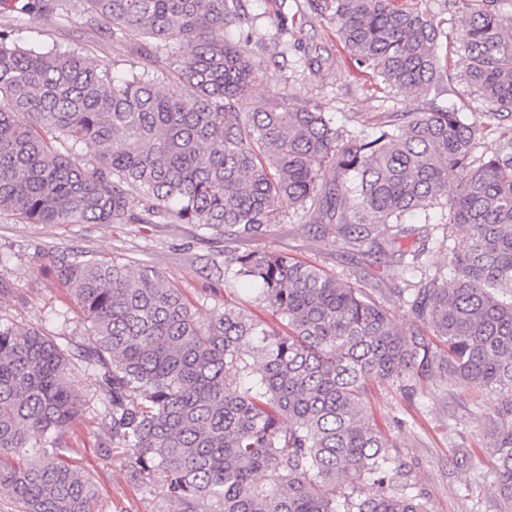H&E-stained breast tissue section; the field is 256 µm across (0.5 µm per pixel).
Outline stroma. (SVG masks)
Here are the masks:
<instances>
[{"instance_id":"1","label":"stroma","mask_w":512,"mask_h":512,"mask_svg":"<svg viewBox=\"0 0 512 512\" xmlns=\"http://www.w3.org/2000/svg\"><path fill=\"white\" fill-rule=\"evenodd\" d=\"M247 7L251 46L269 63L256 95L288 92L300 102L322 105L337 125L351 131L363 129L370 117L394 107L402 112L425 111V97L416 94L383 100L378 80L357 69L336 35L335 24L315 15L311 0H248ZM283 14L306 15L310 21L286 37L276 28V19ZM42 33L51 34L64 49L78 43L118 66L128 61L119 43L100 41L80 11L65 21L52 15L16 31L24 42ZM308 48L328 59L320 73H312L303 63ZM443 99L477 125L480 153L493 154L499 140L489 130L487 105L459 81L446 84ZM234 247L284 251L351 282L370 272L372 263L333 231L304 225L294 217ZM230 248L224 238L194 224H19L2 214L0 281L9 293L0 298V316L65 343H82L84 325L69 292L46 269L51 253L78 250L153 267L181 288L201 321L223 311L225 299L231 297L249 315L280 328V320L252 292L225 279L224 258ZM72 378L86 406L72 427L68 454L94 484L95 512H178V505L165 499L156 486L133 480L129 452L105 450V443L112 440V425L98 399L99 378L79 364L74 365ZM500 400L498 391H475L435 377L412 393L390 381L372 383L366 404L371 422L407 459L409 482L425 495L430 512H499L495 472L484 451L483 423Z\"/></svg>"}]
</instances>
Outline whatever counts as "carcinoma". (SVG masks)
I'll use <instances>...</instances> for the list:
<instances>
[{
    "label": "carcinoma",
    "instance_id": "obj_1",
    "mask_svg": "<svg viewBox=\"0 0 512 512\" xmlns=\"http://www.w3.org/2000/svg\"><path fill=\"white\" fill-rule=\"evenodd\" d=\"M6 2L0 214L20 224H198L245 240L304 216L366 248L388 280L428 248L425 235L402 249L405 215L446 208L444 223L467 229L461 249L441 241L451 282L389 289L408 296L406 327L282 251L234 252L224 277L249 285L284 334L228 304L200 321L150 266L51 256L86 339L71 348L0 319V489L22 512H94L93 484L67 457L85 406L75 359L100 378L112 445L181 512H429L367 416L368 381L495 388L485 436L500 512H512V0H458L448 18L416 0L313 3L383 93L470 86L499 129L491 156L453 105L386 112L355 133L317 104L255 96L264 60L226 38L248 23L247 0H83L101 39L145 60L120 70L83 46L16 37L20 23L68 17L70 0ZM448 23L460 32L451 66Z\"/></svg>",
    "mask_w": 512,
    "mask_h": 512
}]
</instances>
